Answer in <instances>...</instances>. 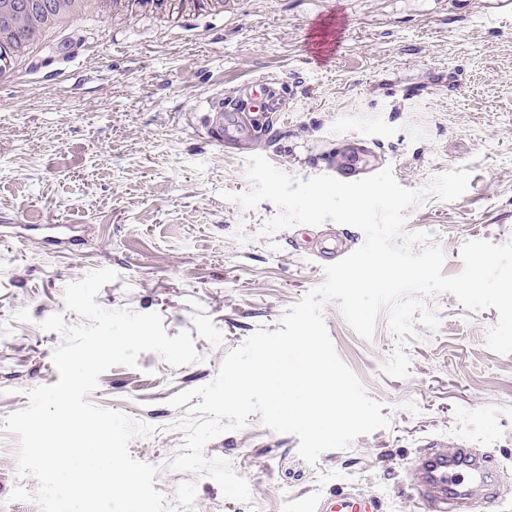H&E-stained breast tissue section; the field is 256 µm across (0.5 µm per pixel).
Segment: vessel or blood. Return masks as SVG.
<instances>
[{"label":"vessel or blood","instance_id":"vessel-or-blood-1","mask_svg":"<svg viewBox=\"0 0 512 512\" xmlns=\"http://www.w3.org/2000/svg\"><path fill=\"white\" fill-rule=\"evenodd\" d=\"M282 101V94L270 80L249 82L240 93L216 98L221 111L215 115V128L207 136L221 147L266 137L276 112L282 109ZM374 161L375 153L365 142L348 139L337 147L335 156L328 158L327 165L332 177L355 181L373 173ZM351 251L346 242L325 236L316 241L310 253L334 263ZM497 471V461L488 452L458 448L447 454L429 443L406 467L399 488L416 496L425 512H465L474 497L499 498ZM307 509L308 512H380L373 500L344 492L313 499Z\"/></svg>","mask_w":512,"mask_h":512}]
</instances>
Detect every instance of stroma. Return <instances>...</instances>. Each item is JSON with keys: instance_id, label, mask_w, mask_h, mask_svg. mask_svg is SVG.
Masks as SVG:
<instances>
[{"instance_id": "1", "label": "stroma", "mask_w": 512, "mask_h": 512, "mask_svg": "<svg viewBox=\"0 0 512 512\" xmlns=\"http://www.w3.org/2000/svg\"><path fill=\"white\" fill-rule=\"evenodd\" d=\"M271 77L297 94L270 139L227 150L188 122L219 93ZM352 138L375 145L379 167L408 189L470 171L463 196L431 194L407 213L406 232L441 247L444 274L462 270L466 241H512V0H236L234 11L188 9L165 24L141 11L113 21L94 2L81 22L58 24L0 83V420L59 379L52 355L63 336L41 324L55 314L81 324L65 309L66 286L110 268L118 278L99 291L101 308L159 313L167 335L190 332L201 356L175 367L140 354L137 367L101 375L89 397L152 426L129 451L156 467L167 501L191 482L194 512H300L341 490L379 499L382 512H423L398 484L434 441L493 453L512 506V354L485 345L496 309L470 310L448 293L432 301L437 329L417 326L406 344L404 378L384 371L396 349L385 319L367 341L336 303L324 307L339 357L383 403L389 427L311 465L296 435L250 415L204 448L245 478L248 504L170 466L187 433L169 398L211 382L229 350L280 329L324 280L298 246L305 226L260 236L276 206L246 211L227 193L248 189L250 156L305 180ZM51 224L62 245L47 242ZM17 447L0 429V512H40L8 499L15 486L38 489L18 477Z\"/></svg>"}]
</instances>
